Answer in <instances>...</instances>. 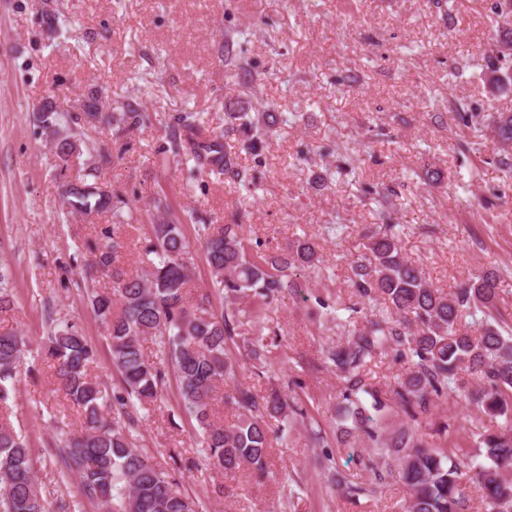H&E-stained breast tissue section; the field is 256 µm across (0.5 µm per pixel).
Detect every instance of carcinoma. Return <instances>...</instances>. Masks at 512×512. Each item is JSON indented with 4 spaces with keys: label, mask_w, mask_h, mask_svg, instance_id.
<instances>
[{
    "label": "carcinoma",
    "mask_w": 512,
    "mask_h": 512,
    "mask_svg": "<svg viewBox=\"0 0 512 512\" xmlns=\"http://www.w3.org/2000/svg\"><path fill=\"white\" fill-rule=\"evenodd\" d=\"M42 22L47 34H56L58 9L47 6ZM234 45L235 34H225L224 65L242 83L250 84L254 81L250 63L235 53ZM480 59L485 72L493 74V90H512V85L495 77L512 69L507 66L512 55L500 57L491 48L481 52ZM101 107L96 93L78 100L71 110L47 100L39 108L38 120L43 129L56 135L52 142L56 175L66 177L73 158L86 156L84 174L63 184L61 209L83 215L108 212L121 225L134 219L132 211H124L128 203L87 181L98 169L92 158L103 154L70 134L74 125L102 120ZM229 118L239 122L255 143L267 134L263 112H232ZM151 122L148 112L134 107L112 118L117 133ZM203 123L200 112L181 115L167 132L168 151L194 161L190 177L214 182L229 177L252 196L253 177L224 151L220 137L201 142L183 136L185 131H198ZM493 132L499 143L512 142L511 112L498 113ZM152 202L160 217L151 225L144 246L145 272L128 278L115 272L112 288L87 295L104 326L111 363L123 379L127 397L143 406L161 398L165 369H171L183 409L196 421L208 465L224 473L243 466L262 473L268 448L266 418L288 419L287 400L274 393L260 401L249 387L236 385L224 394V403L239 411L238 420L228 425L214 421V401L224 381L234 377L230 344L235 342L236 325L243 319L253 324L250 352L261 358L266 348L261 307L286 290L301 288L291 278L294 271L321 273L318 246L299 238L286 253H255L251 240L241 234V225L215 228L206 219L191 215L190 221L202 231L213 291L229 300L218 311L208 296L192 306L187 299L190 275L184 258L189 245L179 225L161 218L169 210L166 193H154ZM122 248L116 230L107 228L84 266L107 274ZM366 248L370 258L351 265V287L362 303H381L384 309L371 311L367 324L360 327L353 321L357 308L343 318L338 315L337 301L315 297L322 312L336 317V326L347 329V343L328 349L326 357L341 375L342 396L352 407L348 414L355 429L372 442L387 471L397 472L406 486L404 512H462L465 480L479 492L486 512L512 505V478L507 475L512 471V328L498 316L495 276L491 272L478 275L443 294L431 286L422 269L402 256L392 225L373 233ZM48 320L53 329L46 337L44 354L53 361L65 395L84 416L81 429L66 434L61 453L73 461L85 495L100 500L105 512H193L191 502L173 489L167 474L134 446L126 425L106 417L110 394L88 374L95 360L94 348L77 329L56 322L51 310ZM149 336L158 346L157 362L143 353L142 342ZM28 345L29 338L18 333L0 335V410L10 399ZM389 353L412 366L392 390L395 405L409 420L393 436L382 421L386 403L366 388L360 376L368 362ZM361 393L372 397V410L361 406ZM450 393L490 417L504 418L507 426L498 432L472 433L478 444L472 455L425 447L419 429L434 401ZM0 512H50L36 485L30 448L3 423L1 415Z\"/></svg>",
    "instance_id": "obj_1"
}]
</instances>
